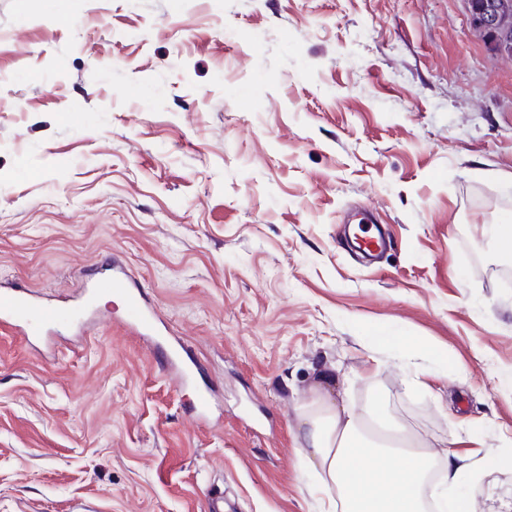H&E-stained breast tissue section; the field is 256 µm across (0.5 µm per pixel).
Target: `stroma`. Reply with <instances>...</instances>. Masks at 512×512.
<instances>
[{
    "instance_id": "35a3bbf8",
    "label": "stroma",
    "mask_w": 512,
    "mask_h": 512,
    "mask_svg": "<svg viewBox=\"0 0 512 512\" xmlns=\"http://www.w3.org/2000/svg\"><path fill=\"white\" fill-rule=\"evenodd\" d=\"M511 173L512 60L464 0H0V287L107 315L0 332V512H327L295 437L326 393L504 453ZM112 257L156 341L93 293Z\"/></svg>"
}]
</instances>
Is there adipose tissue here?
I'll return each mask as SVG.
<instances>
[{
    "mask_svg": "<svg viewBox=\"0 0 512 512\" xmlns=\"http://www.w3.org/2000/svg\"><path fill=\"white\" fill-rule=\"evenodd\" d=\"M382 400L361 411L331 401L299 415L296 438L316 490L333 512H471L462 472L512 465L488 456L475 466L457 453L431 452L405 427L379 418Z\"/></svg>",
    "mask_w": 512,
    "mask_h": 512,
    "instance_id": "1",
    "label": "adipose tissue"
}]
</instances>
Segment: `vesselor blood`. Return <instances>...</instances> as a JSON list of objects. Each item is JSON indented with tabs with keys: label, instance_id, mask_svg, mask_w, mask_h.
<instances>
[{
	"label": "vessel or blood",
	"instance_id": "vessel-or-blood-1",
	"mask_svg": "<svg viewBox=\"0 0 512 512\" xmlns=\"http://www.w3.org/2000/svg\"><path fill=\"white\" fill-rule=\"evenodd\" d=\"M93 288L95 292L124 302L130 328L146 336L157 333L156 315L146 293L129 279L119 262L103 265L93 281ZM80 314L81 308L77 305L44 307L21 288L0 291V330L28 337L42 332L48 325L75 321Z\"/></svg>",
	"mask_w": 512,
	"mask_h": 512
}]
</instances>
